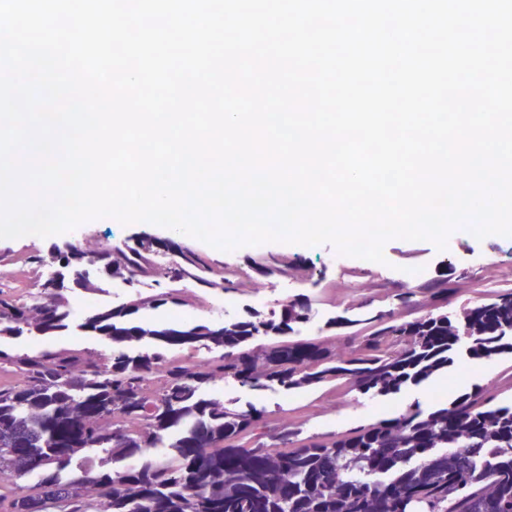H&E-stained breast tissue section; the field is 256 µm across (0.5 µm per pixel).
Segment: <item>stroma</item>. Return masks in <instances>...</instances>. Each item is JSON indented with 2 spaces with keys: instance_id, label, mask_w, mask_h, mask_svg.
<instances>
[{
  "instance_id": "stroma-1",
  "label": "stroma",
  "mask_w": 512,
  "mask_h": 512,
  "mask_svg": "<svg viewBox=\"0 0 512 512\" xmlns=\"http://www.w3.org/2000/svg\"><path fill=\"white\" fill-rule=\"evenodd\" d=\"M92 235L115 239H137L149 236L159 240L169 239L167 229L149 223L122 225L100 218L85 222L74 228L73 232L41 238L27 235L17 239H0V256L29 255L32 253L49 254L63 249L72 236ZM288 254L305 261L312 270L310 280L298 283L291 278H279L271 281L270 287L276 293L288 296H316L324 287L340 288L347 281L345 271L354 267L355 260L347 256L337 258L336 249L328 243L314 246H302L284 243H265L261 247L243 246L231 252L213 250L215 260L241 270H249L257 253ZM467 275L476 287L490 290L494 286L512 287V237L492 235L477 240L468 228L454 230L447 241L445 250L431 253V263L424 269V279L453 278ZM10 348L20 352L39 353L45 350L72 349L92 355H111L114 347L111 340L90 336L79 329L53 336H19L8 339ZM512 367V358H499L493 361L468 359L456 366L451 374L443 378L447 387L457 385L470 386L491 382L499 373ZM223 397L240 404L254 403L271 410L292 409L314 404L317 395L313 392H288L272 389L257 392L237 385H225ZM345 412L341 419L327 416H315L308 424L312 433H321L332 429L337 422L353 425L373 422L385 414L384 404L365 395L349 394L343 398Z\"/></svg>"
}]
</instances>
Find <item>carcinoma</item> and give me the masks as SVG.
I'll return each instance as SVG.
<instances>
[{"label": "carcinoma", "mask_w": 512, "mask_h": 512, "mask_svg": "<svg viewBox=\"0 0 512 512\" xmlns=\"http://www.w3.org/2000/svg\"><path fill=\"white\" fill-rule=\"evenodd\" d=\"M150 242L106 241L93 254L83 239L50 258H13L0 283V338L50 336L72 323L74 288L96 294L87 263L109 277L164 283L119 305L87 310L79 329L118 346L147 338L136 355L73 350L38 355L0 347V512H512V404L505 388L478 385L426 412L395 409L380 420L306 435L309 410L276 412L228 404L205 388L223 382L261 391L314 390L324 405L356 392L391 398L427 386L457 356L512 355V289L477 291L466 277L453 285L423 281L388 296L353 291L346 316L328 322L342 332L292 336L317 302L336 303V289L296 296L274 320L159 323L135 315L225 291H250L252 276L220 267L187 243H165V262ZM58 263L72 275L45 279L34 295L22 277ZM254 272L305 279L309 270L281 255L260 257ZM191 283L189 290L183 284ZM471 292L460 311L442 312L448 294ZM266 342L254 343L258 335ZM202 345L221 354L205 362L171 358L174 346ZM169 447L160 456L151 448ZM98 457L95 469L76 458Z\"/></svg>", "instance_id": "cac0c4a2"}]
</instances>
